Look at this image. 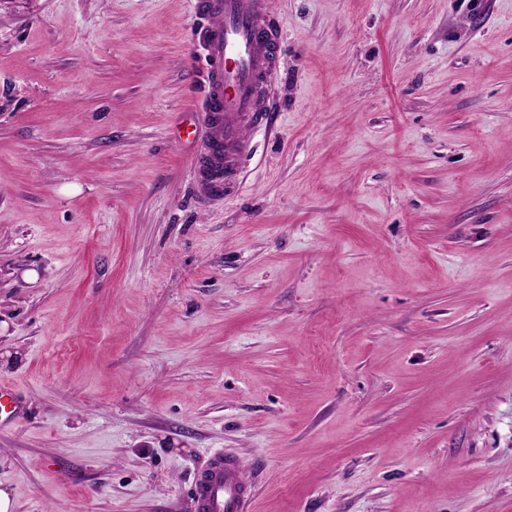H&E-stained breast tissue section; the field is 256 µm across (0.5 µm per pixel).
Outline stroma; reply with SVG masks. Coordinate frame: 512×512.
Masks as SVG:
<instances>
[{"instance_id":"35a3bbf8","label":"stroma","mask_w":512,"mask_h":512,"mask_svg":"<svg viewBox=\"0 0 512 512\" xmlns=\"http://www.w3.org/2000/svg\"><path fill=\"white\" fill-rule=\"evenodd\" d=\"M210 201L195 0H0L13 512H512V0H271ZM254 489L244 476L242 461L214 454L201 469L191 493L194 512H253Z\"/></svg>"}]
</instances>
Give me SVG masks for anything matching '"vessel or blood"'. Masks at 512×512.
Returning a JSON list of instances; mask_svg holds the SVG:
<instances>
[{
	"instance_id": "b4317fda",
	"label": "vessel or blood",
	"mask_w": 512,
	"mask_h": 512,
	"mask_svg": "<svg viewBox=\"0 0 512 512\" xmlns=\"http://www.w3.org/2000/svg\"><path fill=\"white\" fill-rule=\"evenodd\" d=\"M210 23L201 32L206 50L204 120L207 153L196 162L197 191L206 199L229 197L240 181L250 131L268 122L264 87L278 67L283 40L270 0H196ZM254 489L241 460L214 454L191 493L194 512H253Z\"/></svg>"
}]
</instances>
